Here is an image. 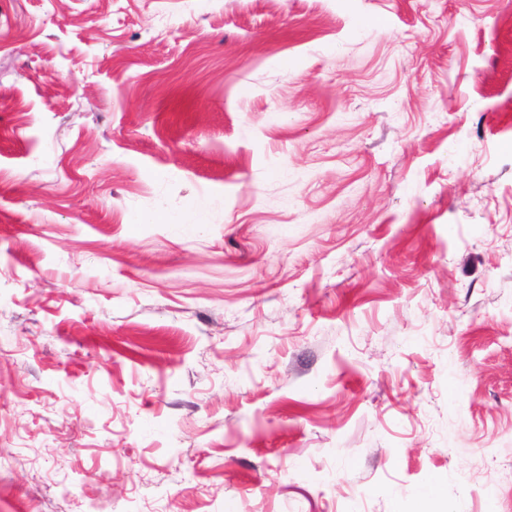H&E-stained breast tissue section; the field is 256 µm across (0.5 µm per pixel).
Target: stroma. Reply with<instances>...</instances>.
<instances>
[{
	"instance_id": "obj_1",
	"label": "stroma",
	"mask_w": 512,
	"mask_h": 512,
	"mask_svg": "<svg viewBox=\"0 0 512 512\" xmlns=\"http://www.w3.org/2000/svg\"><path fill=\"white\" fill-rule=\"evenodd\" d=\"M0 512H512V0H0Z\"/></svg>"
}]
</instances>
